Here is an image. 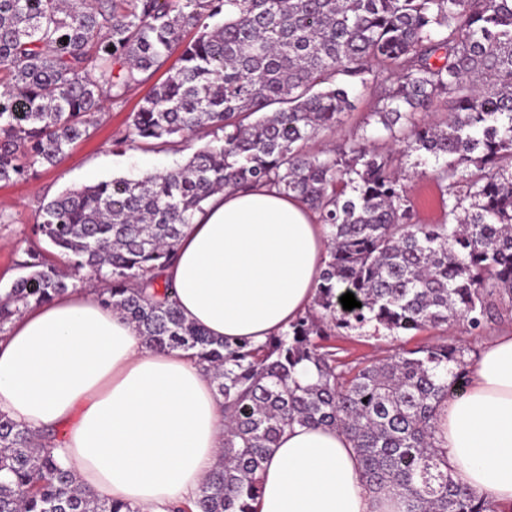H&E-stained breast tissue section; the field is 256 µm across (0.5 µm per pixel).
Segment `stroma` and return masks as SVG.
<instances>
[{"instance_id":"35a3bbf8","label":"stroma","mask_w":512,"mask_h":512,"mask_svg":"<svg viewBox=\"0 0 512 512\" xmlns=\"http://www.w3.org/2000/svg\"><path fill=\"white\" fill-rule=\"evenodd\" d=\"M167 75V68H160L131 89L124 99L100 115L90 136L70 148L56 166L38 167L26 179L0 183L1 295L6 294L14 281L21 276L19 263L24 260L25 251L30 245L40 246L49 255L54 252L52 245L37 229V219L43 204L68 189L115 177L137 178L174 168L185 160V153L167 146L145 144L131 149L119 142L130 113ZM373 106L372 92H363L357 111L344 116L336 133L319 135L311 142V149L333 148L343 140L361 133L368 134L376 146L385 150L393 149L394 144L382 126L367 121ZM398 166L405 175L404 188L420 223H444L442 192L431 176L436 166L434 158L422 152L411 153L399 156ZM503 327L512 329V318L507 319L504 325L491 324L480 331L470 330L465 322L460 321L396 337L376 324L354 323L341 330L334 343L340 358L353 360L380 355L388 347L398 343L412 348L433 344L448 337L457 339L467 349L469 357L473 358L482 344Z\"/></svg>"}]
</instances>
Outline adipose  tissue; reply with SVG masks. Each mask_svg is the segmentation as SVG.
<instances>
[{"label":"adipose tissue","mask_w":512,"mask_h":512,"mask_svg":"<svg viewBox=\"0 0 512 512\" xmlns=\"http://www.w3.org/2000/svg\"><path fill=\"white\" fill-rule=\"evenodd\" d=\"M329 259L319 216L260 184L214 194L184 227L163 277L182 316L217 338L255 343L313 303ZM464 395L438 415L456 481L512 512V333L486 341ZM0 411L33 432L61 431L57 452L99 499L167 512L195 499L221 463L224 409L188 355L146 347L94 288L30 307L0 336ZM255 512H399L365 486L335 430H285L262 471Z\"/></svg>","instance_id":"adipose-tissue-1"}]
</instances>
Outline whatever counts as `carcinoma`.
<instances>
[{
  "instance_id": "1",
  "label": "carcinoma",
  "mask_w": 512,
  "mask_h": 512,
  "mask_svg": "<svg viewBox=\"0 0 512 512\" xmlns=\"http://www.w3.org/2000/svg\"><path fill=\"white\" fill-rule=\"evenodd\" d=\"M174 54L120 142L212 139L172 170L65 191L38 227L147 347L211 374L224 461L177 512H253L263 464L296 424L345 436L368 488L393 491L402 512H495L453 478L436 436L441 405L468 385L466 349L446 339L343 361L327 341L350 318L397 336L481 329L512 308V0H0V181L58 163ZM378 83L377 123L437 161L444 224L416 221L394 154L368 139L307 150ZM440 101L450 116L435 124ZM256 184L302 197L330 246L313 308L262 344L208 335L156 287L207 200ZM26 255L0 328L74 287L39 250ZM347 292L361 307L344 314ZM304 363L315 382L297 377ZM55 447L0 412V512H135L91 496Z\"/></svg>"
}]
</instances>
